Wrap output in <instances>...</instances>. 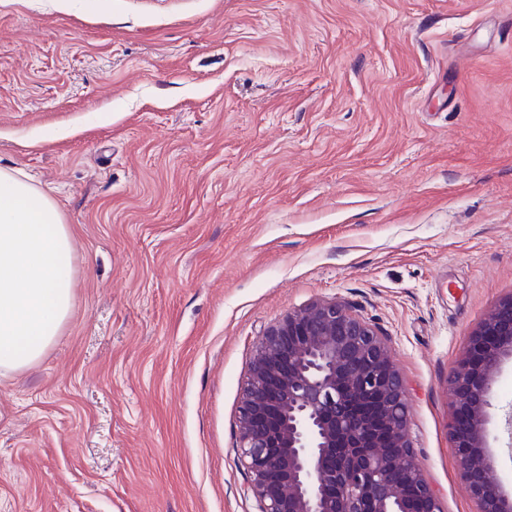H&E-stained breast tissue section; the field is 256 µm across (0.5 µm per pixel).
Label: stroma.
<instances>
[{
    "instance_id": "1",
    "label": "stroma",
    "mask_w": 512,
    "mask_h": 512,
    "mask_svg": "<svg viewBox=\"0 0 512 512\" xmlns=\"http://www.w3.org/2000/svg\"><path fill=\"white\" fill-rule=\"evenodd\" d=\"M0 167L75 230L70 320L0 376V512H260L242 386L319 299L479 512L448 373L512 296V0H0ZM486 431L512 503V355Z\"/></svg>"
}]
</instances>
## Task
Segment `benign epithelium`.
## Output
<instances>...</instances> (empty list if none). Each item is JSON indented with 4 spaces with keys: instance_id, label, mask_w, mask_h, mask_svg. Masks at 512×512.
<instances>
[{
    "instance_id": "1",
    "label": "benign epithelium",
    "mask_w": 512,
    "mask_h": 512,
    "mask_svg": "<svg viewBox=\"0 0 512 512\" xmlns=\"http://www.w3.org/2000/svg\"><path fill=\"white\" fill-rule=\"evenodd\" d=\"M512 353V297L470 337L448 376L459 468L481 512H502L485 411ZM410 402L389 347L336 300L270 325L239 405L241 460L261 512H440L407 441Z\"/></svg>"
}]
</instances>
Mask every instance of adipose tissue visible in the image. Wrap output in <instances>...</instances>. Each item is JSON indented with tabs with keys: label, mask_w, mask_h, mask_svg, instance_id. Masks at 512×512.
I'll return each instance as SVG.
<instances>
[{
	"label": "adipose tissue",
	"mask_w": 512,
	"mask_h": 512,
	"mask_svg": "<svg viewBox=\"0 0 512 512\" xmlns=\"http://www.w3.org/2000/svg\"><path fill=\"white\" fill-rule=\"evenodd\" d=\"M73 232L55 201L0 168V374L41 359L71 317Z\"/></svg>",
	"instance_id": "obj_1"
}]
</instances>
